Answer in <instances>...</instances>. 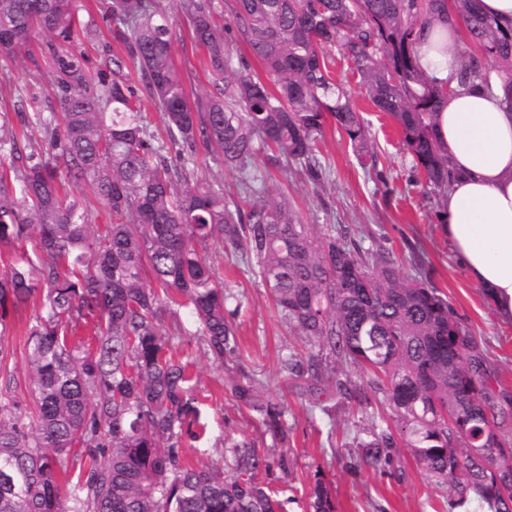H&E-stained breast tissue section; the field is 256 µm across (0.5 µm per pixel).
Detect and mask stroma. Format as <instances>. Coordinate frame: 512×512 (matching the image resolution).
I'll return each mask as SVG.
<instances>
[{
    "label": "stroma",
    "mask_w": 512,
    "mask_h": 512,
    "mask_svg": "<svg viewBox=\"0 0 512 512\" xmlns=\"http://www.w3.org/2000/svg\"><path fill=\"white\" fill-rule=\"evenodd\" d=\"M160 2L172 17L174 61L187 97L192 102L207 97L214 90L215 77L204 63L205 51L192 36L183 0ZM72 6L83 27L69 49L85 57L87 72L93 76L121 53L104 17L108 0H72ZM47 42L46 35L36 34L23 58L0 60V113L17 107L30 113L56 111L57 89ZM330 55L332 77L344 82L362 111L376 162L371 165L358 158L348 138L329 124L318 144V156L327 172L324 182L313 185L297 164L285 169L272 164L268 167L271 193L288 197L317 234L329 233L334 227L350 228L363 247L380 245L392 250L402 274L427 280L443 292L474 336L499 388L512 395V326L497 321L490 301L454 262L439 224L437 199L405 150L393 120L366 101L340 49H332ZM211 259L237 298L239 309L233 323L241 354L221 364L214 362L195 337L189 314H182L186 331L173 344L191 363V386L203 427L199 438L185 450L188 460L200 466L223 463L224 442L230 438L246 439L274 459L288 454L289 473L275 468L265 477L283 512H306L318 470L332 483L338 512H448L446 486L430 478L407 448H398L389 467L351 468L352 439L366 425L367 413L338 399L330 400L328 410H321L287 380L281 358L290 348L306 353L305 343L281 319L267 288L248 269L234 268L233 251L223 250ZM36 312L32 303L20 313L9 314L7 333L0 339L12 354L8 362L14 377L12 397L27 406L33 400L27 385L25 331ZM242 373L260 380L265 392L286 407V442H273L258 415L232 397L227 382Z\"/></svg>",
    "instance_id": "stroma-1"
}]
</instances>
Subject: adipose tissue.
<instances>
[{
	"label": "adipose tissue",
	"instance_id": "obj_1",
	"mask_svg": "<svg viewBox=\"0 0 512 512\" xmlns=\"http://www.w3.org/2000/svg\"><path fill=\"white\" fill-rule=\"evenodd\" d=\"M421 67L435 84L455 75L460 59L456 25L423 29ZM486 89H460L438 112L436 136L451 171L442 201V226L455 262L492 304L500 323L512 324V104L498 74Z\"/></svg>",
	"mask_w": 512,
	"mask_h": 512
}]
</instances>
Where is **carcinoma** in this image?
<instances>
[{"label": "carcinoma", "mask_w": 512, "mask_h": 512, "mask_svg": "<svg viewBox=\"0 0 512 512\" xmlns=\"http://www.w3.org/2000/svg\"><path fill=\"white\" fill-rule=\"evenodd\" d=\"M183 5L218 76V93L193 105L161 4L109 0L106 14L125 47L113 66L136 75L163 112L160 141L130 78L101 71L92 84L83 58L63 49L76 32L71 0H0V57L16 59L33 32L45 33L61 91L57 112L0 116V243L37 231L34 256L0 261V335L9 310L41 300L26 340L32 413L9 396L11 375L0 374V512H279L259 480L271 458L250 443L231 441L223 468L192 467L183 454L199 437L200 413L190 362L171 354L182 327L173 311L164 328V298L177 294L213 360L239 356L234 295L209 257L220 247L245 255L304 337L307 353L282 359L287 376L313 394L327 384L363 411L378 401L393 413L394 426L373 422L355 437L363 465H392L402 443L448 488L450 508L473 500L483 512H512V397H491L484 360L453 306L350 229L316 236L286 197L269 193L257 162L264 148L321 184L326 169L315 151L329 120L357 155L374 158L363 117L330 74L325 48L338 45L365 98L396 122L427 183L445 194L436 112L456 88L487 83L491 66L512 82V27L484 15L479 0H224L228 30L263 66L264 81L230 52L214 0ZM445 17L461 23L467 43L455 88L435 85L416 58L422 28ZM16 123L38 128L44 144L20 166ZM200 147L238 174L237 193L190 183ZM67 183L94 189L112 219L104 233ZM85 326L95 332L91 350L78 336ZM258 386L245 374L231 394L285 437V408L260 400ZM308 512H336L319 471Z\"/></svg>", "instance_id": "obj_1"}]
</instances>
